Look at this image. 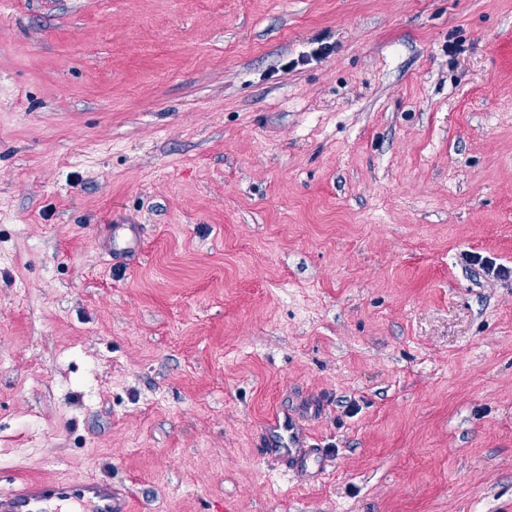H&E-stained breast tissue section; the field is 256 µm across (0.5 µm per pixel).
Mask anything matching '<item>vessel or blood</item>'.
<instances>
[{
    "mask_svg": "<svg viewBox=\"0 0 512 512\" xmlns=\"http://www.w3.org/2000/svg\"><path fill=\"white\" fill-rule=\"evenodd\" d=\"M270 445L283 449L297 473H305L308 463H321L323 454L304 444L291 418H273L265 425ZM128 512L125 496L111 482L94 476L39 480L22 479L0 491V512Z\"/></svg>",
    "mask_w": 512,
    "mask_h": 512,
    "instance_id": "b4317fda",
    "label": "vessel or blood"
}]
</instances>
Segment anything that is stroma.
Listing matches in <instances>:
<instances>
[{"label":"stroma","instance_id":"1","mask_svg":"<svg viewBox=\"0 0 512 512\" xmlns=\"http://www.w3.org/2000/svg\"><path fill=\"white\" fill-rule=\"evenodd\" d=\"M472 252L512 267V0H0V490L512 512ZM265 430L270 436L271 448H283V453L288 454V459L292 460L291 463L297 473L307 472L308 460H312L318 469L321 468L323 452L304 445V439L295 431L291 418L285 415L283 419L275 417L265 424Z\"/></svg>","mask_w":512,"mask_h":512}]
</instances>
